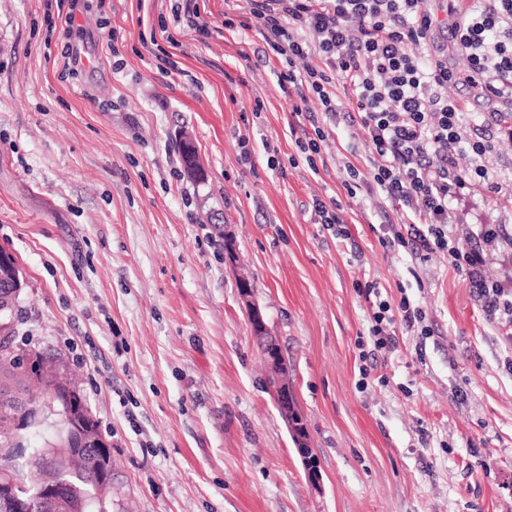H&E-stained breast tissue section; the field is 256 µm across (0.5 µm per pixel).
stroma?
I'll return each instance as SVG.
<instances>
[{
  "mask_svg": "<svg viewBox=\"0 0 512 512\" xmlns=\"http://www.w3.org/2000/svg\"><path fill=\"white\" fill-rule=\"evenodd\" d=\"M53 2L0 0V248L24 278L17 336L80 381L133 512H512V327L485 319L448 254L380 245L365 190L344 187V161L368 166L363 132L326 127L316 168L291 165L312 127L237 0H198L209 34L177 46L150 42L176 0H80L74 26L50 29ZM448 93L491 142L490 181L512 178V137L483 123L495 102L463 82ZM185 138L201 178L183 173ZM316 197L339 202L349 238ZM461 210L458 248L499 227L484 274H512V196L478 189ZM241 272L319 483L267 388ZM366 283L408 297L429 335L398 323L395 349L374 352ZM5 392L38 402L31 445L57 441L42 386ZM237 279L240 286V288H238L239 294L245 301L249 310V322L252 336L258 345L264 349L266 364L270 370V374H272L276 380H279V377L282 375L278 374L277 370H287V366L283 361V355L280 353L277 339L275 336H272L261 309L252 300L251 288L253 287L251 285L250 288L249 278L240 273Z\"/></svg>",
  "mask_w": 512,
  "mask_h": 512,
  "instance_id": "obj_1",
  "label": "stroma"
}]
</instances>
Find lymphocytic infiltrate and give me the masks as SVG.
Returning <instances> with one entry per match:
<instances>
[{"label": "lymphocytic infiltrate", "instance_id": "f902f5d3", "mask_svg": "<svg viewBox=\"0 0 512 512\" xmlns=\"http://www.w3.org/2000/svg\"><path fill=\"white\" fill-rule=\"evenodd\" d=\"M266 43L288 68L280 83L293 85L301 102L317 99L322 128L300 142L319 154L324 126L363 130L369 166L346 164L344 186L364 184L372 216L384 227L383 245L421 257L448 254L459 273L479 288L490 322L512 325V277H481L482 249L456 246L461 223L456 204L487 180L482 159L489 149L474 136L450 84L465 80L489 99L512 103V0H472L458 15L453 36L464 53L465 72L449 69L430 52L435 19L425 0H247ZM469 167H460V153ZM388 301L373 304L369 334L377 351L395 346L388 327H414L420 308L401 299L399 316Z\"/></svg>", "mask_w": 512, "mask_h": 512}]
</instances>
